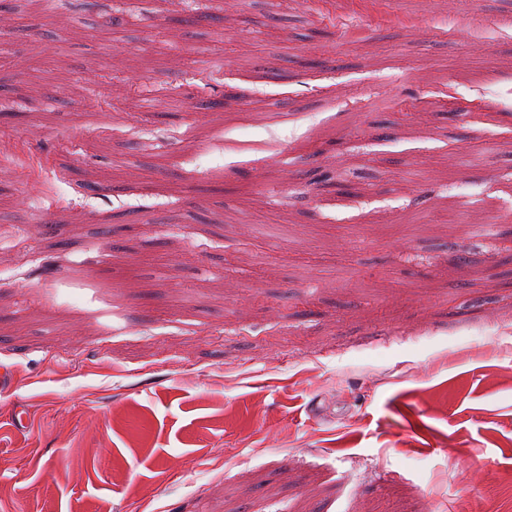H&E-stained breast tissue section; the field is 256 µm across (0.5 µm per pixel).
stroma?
Wrapping results in <instances>:
<instances>
[{
    "label": "stroma",
    "instance_id": "obj_1",
    "mask_svg": "<svg viewBox=\"0 0 512 512\" xmlns=\"http://www.w3.org/2000/svg\"><path fill=\"white\" fill-rule=\"evenodd\" d=\"M225 2L0 21V512H501L512 0Z\"/></svg>",
    "mask_w": 512,
    "mask_h": 512
}]
</instances>
